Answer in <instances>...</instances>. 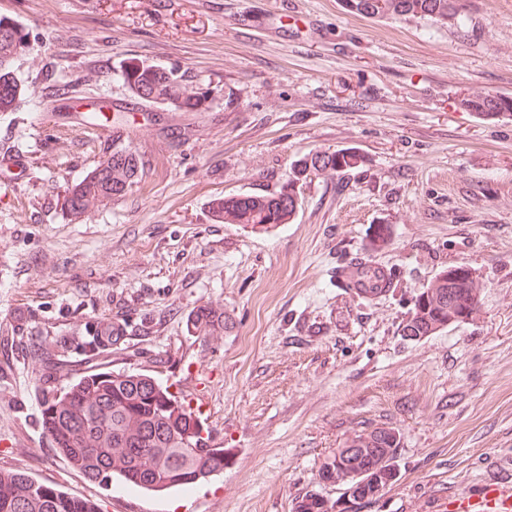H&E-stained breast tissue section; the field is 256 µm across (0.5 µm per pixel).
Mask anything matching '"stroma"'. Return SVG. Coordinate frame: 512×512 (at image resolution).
<instances>
[{
    "mask_svg": "<svg viewBox=\"0 0 512 512\" xmlns=\"http://www.w3.org/2000/svg\"><path fill=\"white\" fill-rule=\"evenodd\" d=\"M0 15L29 43L21 96L0 112V159L14 162L0 169V470L98 512H294L309 493L335 503L345 481L320 482L321 465L389 426L396 477L359 512H433L441 494L512 479V117L455 105L512 97V0H468L447 24L368 18L343 0H0ZM132 63L174 70L211 109L138 98L122 77ZM90 103L106 121L87 123ZM121 146L141 182L71 220L67 189ZM340 149L365 164L303 171ZM291 184L288 224L208 211ZM356 259L390 274V292L337 287ZM451 266L480 281L476 313L404 337L413 297ZM206 304L224 323L202 333L190 316ZM112 321L120 341L85 350ZM35 347L63 383L153 375L224 449L223 472L164 494L88 480L42 430L50 374ZM458 106L465 112L494 118L495 116H512V98L508 96H494L482 92L463 94L457 99Z\"/></svg>",
    "mask_w": 512,
    "mask_h": 512,
    "instance_id": "obj_1",
    "label": "stroma"
}]
</instances>
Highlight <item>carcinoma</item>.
<instances>
[{
    "mask_svg": "<svg viewBox=\"0 0 512 512\" xmlns=\"http://www.w3.org/2000/svg\"><path fill=\"white\" fill-rule=\"evenodd\" d=\"M465 0H351L350 12L364 14L361 6L373 5L372 18H419L446 23L461 20ZM19 24L0 16V112L8 111L21 94V83L13 63L25 44ZM124 81L139 97L146 95L192 112L209 109L208 92L186 95L174 71L158 66H131L122 73ZM465 112L493 118L512 116V98L482 92L466 93L457 99ZM313 170L319 174L341 173L364 164V157L350 149L314 155ZM143 175L139 156L130 149H115L64 197V209L74 218L86 213L98 198H121ZM212 220L219 224L275 226L290 223L295 214L291 197L276 194H242L217 197L210 202ZM449 267L419 293L412 302L403 331L430 336L448 322V316L468 317L476 312L481 285L469 273L456 279ZM372 283L364 289L382 296L392 287L391 277L358 262L346 274L344 286L356 289L355 273ZM194 326L207 331L224 322V314L209 305L196 309ZM122 327L107 323L95 330L88 341L91 349L105 348L118 341ZM41 425L54 447L71 468L89 480L108 485L117 479L149 492L187 489L224 470V449L213 448L203 436V425L168 387L143 373L99 371L87 373L60 388L46 386L40 400ZM399 435L389 426L365 430L349 445L336 451L323 465L319 478L335 479L336 473L349 481L336 500L337 512H349L352 505L370 504L395 477L394 458ZM0 512H96L88 500L71 496L56 485L38 481L21 470L0 471ZM297 512H329L326 502L309 493L297 505Z\"/></svg>",
    "mask_w": 512,
    "mask_h": 512,
    "instance_id": "cac0c4a2",
    "label": "carcinoma"
}]
</instances>
